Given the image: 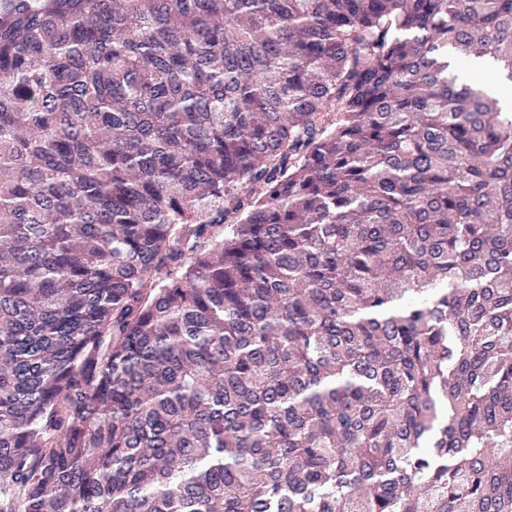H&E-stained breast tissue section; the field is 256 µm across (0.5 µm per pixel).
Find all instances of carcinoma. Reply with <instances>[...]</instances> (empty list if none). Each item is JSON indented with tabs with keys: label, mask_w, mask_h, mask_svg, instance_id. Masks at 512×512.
<instances>
[{
	"label": "carcinoma",
	"mask_w": 512,
	"mask_h": 512,
	"mask_svg": "<svg viewBox=\"0 0 512 512\" xmlns=\"http://www.w3.org/2000/svg\"><path fill=\"white\" fill-rule=\"evenodd\" d=\"M491 85L512 0H0V512H512Z\"/></svg>",
	"instance_id": "1"
}]
</instances>
